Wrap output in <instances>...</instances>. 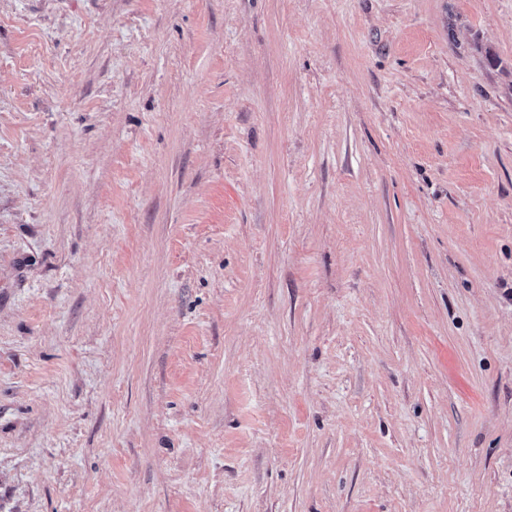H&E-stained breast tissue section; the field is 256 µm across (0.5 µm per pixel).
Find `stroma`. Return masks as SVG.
<instances>
[{
    "instance_id": "35a3bbf8",
    "label": "stroma",
    "mask_w": 512,
    "mask_h": 512,
    "mask_svg": "<svg viewBox=\"0 0 512 512\" xmlns=\"http://www.w3.org/2000/svg\"><path fill=\"white\" fill-rule=\"evenodd\" d=\"M0 512H512V0H0Z\"/></svg>"
}]
</instances>
